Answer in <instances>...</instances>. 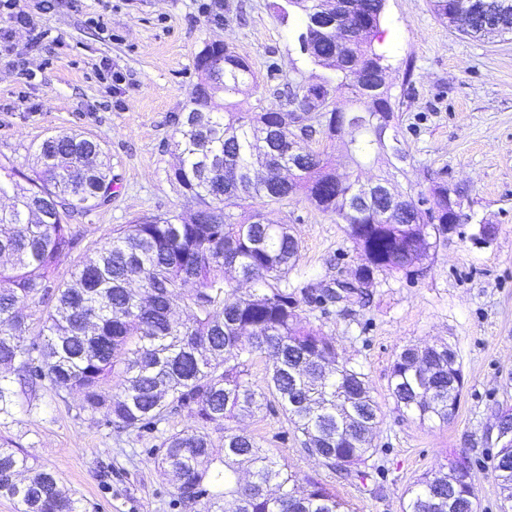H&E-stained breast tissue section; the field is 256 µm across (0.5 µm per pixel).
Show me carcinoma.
<instances>
[{
	"label": "carcinoma",
	"instance_id": "1",
	"mask_svg": "<svg viewBox=\"0 0 512 512\" xmlns=\"http://www.w3.org/2000/svg\"><path fill=\"white\" fill-rule=\"evenodd\" d=\"M353 20L363 30L328 38L302 14L301 50L316 65L336 55V79L288 92V109L260 105L241 112L233 103L211 106L219 92L238 93L255 82L250 66L226 44L206 45L196 57L224 56V79L178 121L169 143L178 155L176 183L199 201L188 219L161 214L118 230L75 265L71 281L52 286L64 259L81 250L78 219L112 200V166L100 146L70 132L45 138L27 172L0 164V421L14 416L20 394L46 381L59 396L76 392L79 411L118 428L151 430L186 411L196 426L167 436L156 463L172 482L181 505L197 512H349L320 479L288 470L251 434L226 422L252 417L272 395L304 448L346 476L366 483L363 470L373 455L372 435L379 406L366 375L351 361L337 360L336 346L301 325L299 302L288 291V275L301 241L287 224H275L251 202L278 204L300 196L336 215L346 235L362 250L351 282L372 281L378 272H408L424 264L448 234V192L431 188L433 204L423 210L414 188L407 208L394 215L376 200L361 211L349 201L366 182L340 179L322 142L342 136L352 166L386 160L392 181L406 174L392 161L388 140H399L391 96L374 84L384 55L375 47L384 0H350ZM457 0H433L438 17L458 32L480 37L512 33V9L478 16L462 13ZM315 113L307 132V161L293 167L288 152L300 129L292 114ZM280 152H266V135ZM252 284L240 294L237 279ZM364 289L345 295L309 283L304 299L353 304ZM43 307L42 326L30 343L29 306ZM177 310L187 313L179 322ZM257 357L270 366L263 383L251 379ZM464 377L447 346H406L394 360L389 391L404 412L448 423L460 402ZM224 432V456H212L210 430ZM503 501L512 500V446L493 457ZM426 475L408 490L402 512H476L475 474L468 463L454 477ZM0 496L21 512H83L65 493L57 474L0 439Z\"/></svg>",
	"mask_w": 512,
	"mask_h": 512
}]
</instances>
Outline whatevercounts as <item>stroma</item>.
<instances>
[{
	"label": "stroma",
	"mask_w": 512,
	"mask_h": 512,
	"mask_svg": "<svg viewBox=\"0 0 512 512\" xmlns=\"http://www.w3.org/2000/svg\"><path fill=\"white\" fill-rule=\"evenodd\" d=\"M27 0L31 24L0 38V164H34L45 137L76 132L100 144L112 163V199L83 219L84 249L143 216H190L197 202L173 181L168 149L176 119L204 83L196 56L222 42L241 56L257 82L235 95L249 110L279 109L285 86L326 76L301 53L299 17L285 0H54L50 10ZM382 36L386 84L408 155L399 191L429 193L433 182L462 188L471 224L448 233L423 265L378 273L352 312L342 304L302 306L303 324L336 345L339 360L361 366L380 407L368 485L323 464L296 439L278 404L239 424L289 470L320 478L353 512H401L407 490L426 473L457 459L477 476V512H500L491 472L497 425L512 409V34L479 39L437 18L431 0H386ZM266 209L291 225L301 256L293 289L349 279L361 250L334 214L295 198ZM492 225L487 245L477 223ZM445 343L464 376L450 423L402 413L388 382L403 346ZM79 396L58 397L48 383L20 395L9 438L53 470L84 512H183L155 464L154 450L173 432L194 427L184 412L154 430L129 433L78 410Z\"/></svg>",
	"instance_id": "1"
}]
</instances>
